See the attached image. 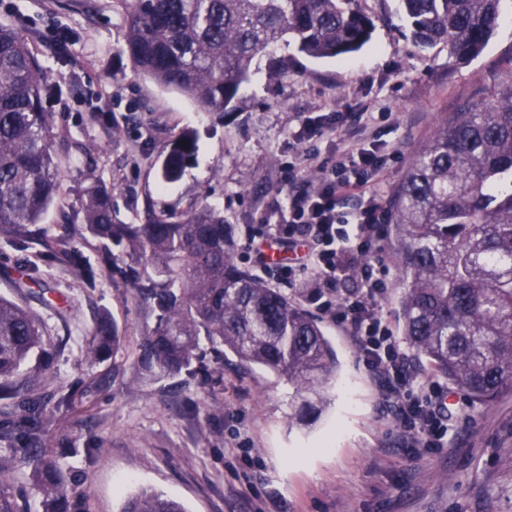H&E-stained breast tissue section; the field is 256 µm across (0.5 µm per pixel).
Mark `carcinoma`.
<instances>
[{
    "mask_svg": "<svg viewBox=\"0 0 512 512\" xmlns=\"http://www.w3.org/2000/svg\"><path fill=\"white\" fill-rule=\"evenodd\" d=\"M125 52L134 68L205 111L224 110L253 65L280 45L315 59H344L371 40L374 22L358 0H121ZM503 0H400L414 44L442 45L448 58H478L495 34ZM46 81L24 33L0 25V228L27 231L58 200L61 175L51 150ZM195 151L189 132L171 144L163 178L178 179ZM88 233L106 256L119 247L138 301L156 317L138 363L153 380L191 370L201 338L294 386L296 419L314 423L336 376V352L318 321L288 296L243 270L231 229L204 205L184 216L118 224L112 188L91 181L80 199ZM391 224L401 269L402 334L433 372L475 402L512 386V71L475 103L439 124L394 190ZM85 281L95 273L62 243ZM92 358L119 348L115 325L96 326ZM48 338L29 308L0 297V473L30 469L44 512H84L43 446L53 416L43 388ZM38 367L25 366L33 356ZM121 512H185L150 489Z\"/></svg>",
    "mask_w": 512,
    "mask_h": 512,
    "instance_id": "obj_1",
    "label": "carcinoma"
}]
</instances>
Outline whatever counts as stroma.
Wrapping results in <instances>:
<instances>
[{"label": "stroma", "mask_w": 512, "mask_h": 512, "mask_svg": "<svg viewBox=\"0 0 512 512\" xmlns=\"http://www.w3.org/2000/svg\"><path fill=\"white\" fill-rule=\"evenodd\" d=\"M372 39L345 61H316L288 47V65L268 57L233 111L200 110L182 93L145 79L125 52L121 0H0V24L28 38L48 83L50 138L62 173L58 201L27 237L0 233V296L28 302L54 352L47 390L56 422L46 445L68 477L71 497L90 512H120L148 487L187 512H512V388L476 404L454 391L443 448H413L386 392L354 342L312 300L313 287L281 275L293 254L272 222L287 202L283 168L317 183L295 134L325 113L386 112L380 140L396 150L378 187L391 201L416 152L447 115L479 99L512 69V13L483 54L455 65L442 47L418 48L399 0H358ZM112 116L103 125L99 113ZM196 137L181 177L161 167L182 131ZM112 188L120 222L147 212L177 216L215 208L230 224L238 263L321 322L336 350L339 379L317 422L296 423L292 386L234 355L201 353L200 370L174 380L142 377L139 343L155 319L119 274L126 257L105 261L87 232L80 197L90 179ZM64 239L96 271L87 284L50 249ZM282 252L257 263L256 249ZM120 347L94 359L86 349L101 317Z\"/></svg>", "instance_id": "obj_1"}]
</instances>
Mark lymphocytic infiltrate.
Instances as JSON below:
<instances>
[{"label":"lymphocytic infiltrate","mask_w":512,"mask_h":512,"mask_svg":"<svg viewBox=\"0 0 512 512\" xmlns=\"http://www.w3.org/2000/svg\"><path fill=\"white\" fill-rule=\"evenodd\" d=\"M357 142L339 148L334 163L319 162L315 139L343 132L339 118L307 119L301 144L306 159L320 165L322 176L311 188L292 191L288 207L279 212L289 244H302L305 253L285 267L289 282L314 279L324 287L355 280L357 288L337 299H324L322 310L353 336L368 367L383 384L397 411L406 437L422 448H440L448 434L447 396L439 382L416 373L407 355L394 341L390 320L380 308L390 281L385 268L375 265L381 251L386 212L375 188L389 156L369 122L352 113Z\"/></svg>","instance_id":"f902f5d3"}]
</instances>
